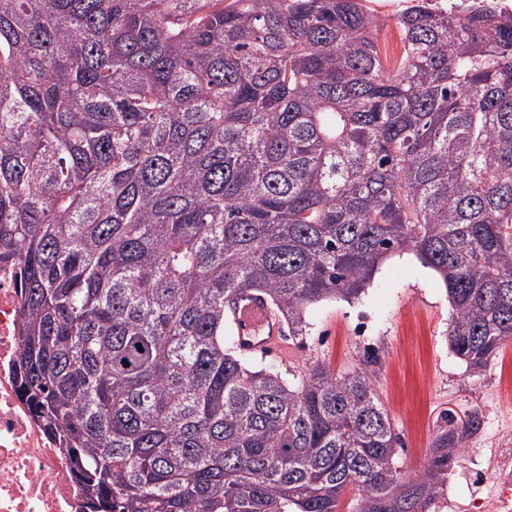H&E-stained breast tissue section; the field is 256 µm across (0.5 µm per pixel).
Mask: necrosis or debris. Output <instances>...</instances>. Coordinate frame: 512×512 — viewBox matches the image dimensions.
Returning a JSON list of instances; mask_svg holds the SVG:
<instances>
[{
	"label": "necrosis or debris",
	"mask_w": 512,
	"mask_h": 512,
	"mask_svg": "<svg viewBox=\"0 0 512 512\" xmlns=\"http://www.w3.org/2000/svg\"><path fill=\"white\" fill-rule=\"evenodd\" d=\"M478 0H375L373 13L399 15L422 4L462 14ZM18 266L0 263V512H80L82 497L70 458L19 397L13 364L22 319Z\"/></svg>",
	"instance_id": "necrosis-or-debris-1"
}]
</instances>
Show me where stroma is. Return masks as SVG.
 I'll list each match as a JSON object with an SVG mask.
<instances>
[{
	"label": "stroma",
	"mask_w": 512,
	"mask_h": 512,
	"mask_svg": "<svg viewBox=\"0 0 512 512\" xmlns=\"http://www.w3.org/2000/svg\"><path fill=\"white\" fill-rule=\"evenodd\" d=\"M305 316L307 336L281 337L268 364L295 382L312 365L345 373L366 352L377 353L381 366L373 385L403 440V475L423 469L447 414L463 418L475 411L481 428L466 439L442 489L447 512H478L476 499L498 494L497 470L512 461V401L502 390L511 341L486 368H467L448 348L452 308L445 286L409 251L388 256L359 300H324L308 306ZM478 467L485 472L480 483L472 479Z\"/></svg>",
	"instance_id": "35a3bbf8"
}]
</instances>
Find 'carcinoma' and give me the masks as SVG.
<instances>
[{"mask_svg": "<svg viewBox=\"0 0 512 512\" xmlns=\"http://www.w3.org/2000/svg\"><path fill=\"white\" fill-rule=\"evenodd\" d=\"M398 25L391 61L359 0H0L14 378L82 512H433L479 414L407 479L377 355L291 384L225 328L247 291L305 336L412 251L457 357L512 340V17Z\"/></svg>", "mask_w": 512, "mask_h": 512, "instance_id": "cac0c4a2", "label": "carcinoma"}]
</instances>
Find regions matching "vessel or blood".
Instances as JSON below:
<instances>
[{"mask_svg":"<svg viewBox=\"0 0 512 512\" xmlns=\"http://www.w3.org/2000/svg\"><path fill=\"white\" fill-rule=\"evenodd\" d=\"M227 321L237 331L236 343L242 352L265 355L279 342L276 316L258 296L245 293L230 304Z\"/></svg>","mask_w":512,"mask_h":512,"instance_id":"b4317fda","label":"vessel or blood"}]
</instances>
